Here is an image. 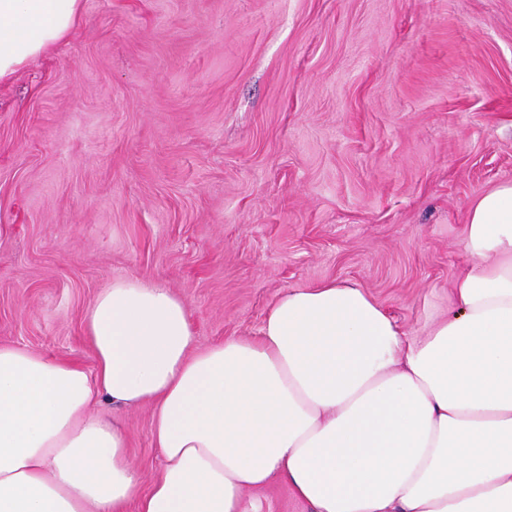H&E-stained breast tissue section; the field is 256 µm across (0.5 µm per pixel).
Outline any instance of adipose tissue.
<instances>
[{"label":"adipose tissue","mask_w":512,"mask_h":512,"mask_svg":"<svg viewBox=\"0 0 512 512\" xmlns=\"http://www.w3.org/2000/svg\"><path fill=\"white\" fill-rule=\"evenodd\" d=\"M83 0H0V84ZM446 317L407 335L353 281L280 294L257 337L200 345L184 301L114 279L87 307L93 371L0 344V512H512V182L470 207ZM108 401L152 409L148 489ZM265 512H301L304 507L292 500L286 487L280 484L271 485L261 496Z\"/></svg>","instance_id":"1"}]
</instances>
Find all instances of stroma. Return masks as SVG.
<instances>
[{"mask_svg": "<svg viewBox=\"0 0 512 512\" xmlns=\"http://www.w3.org/2000/svg\"><path fill=\"white\" fill-rule=\"evenodd\" d=\"M505 182L512 0H85L0 85V343L93 368L116 277L172 288L204 346L333 279L420 336ZM96 411L149 486L150 407Z\"/></svg>", "mask_w": 512, "mask_h": 512, "instance_id": "stroma-1", "label": "stroma"}]
</instances>
